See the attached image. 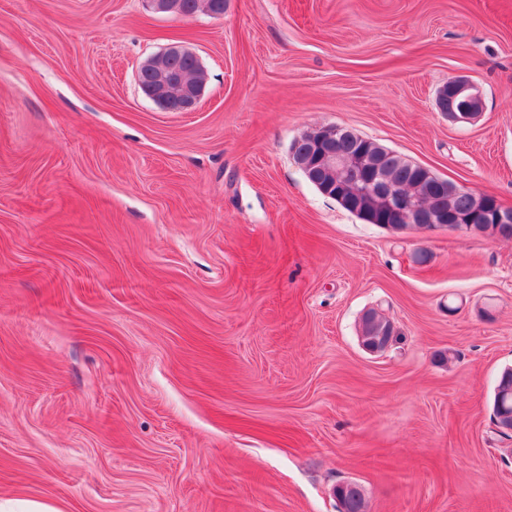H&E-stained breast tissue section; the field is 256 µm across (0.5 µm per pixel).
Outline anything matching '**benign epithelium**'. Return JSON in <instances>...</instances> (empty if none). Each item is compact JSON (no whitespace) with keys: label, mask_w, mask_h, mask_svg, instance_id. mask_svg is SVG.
<instances>
[{"label":"benign epithelium","mask_w":512,"mask_h":512,"mask_svg":"<svg viewBox=\"0 0 512 512\" xmlns=\"http://www.w3.org/2000/svg\"><path fill=\"white\" fill-rule=\"evenodd\" d=\"M194 56V53L181 44H171L163 51L148 58L140 67L153 75V82L143 91L145 95L170 112H190L204 93L207 74L203 66L176 79L170 76L168 59L172 56ZM457 101L456 109L448 118L456 123L473 121L482 110V99L473 83L459 75L448 79L440 88ZM359 138L355 132L334 125L316 129V165L335 173L343 181L351 179L358 183L360 193L378 199L383 213L389 219L403 220L409 224H420L422 229L432 232L458 233L467 229L472 233H483L488 224H512V211L493 203L483 193L474 194L476 206L468 213L450 215L433 207H423L415 197L397 189L374 168L370 159L362 154H344L337 149V141L342 138ZM380 317L375 310L364 313L365 329L360 331L361 346L369 353L383 352L388 348L382 340L371 336L373 320ZM495 427L505 434H512V414L508 412L507 398L495 394Z\"/></svg>","instance_id":"obj_1"}]
</instances>
